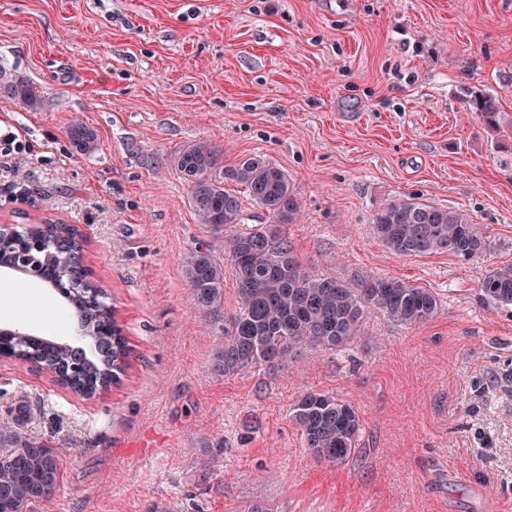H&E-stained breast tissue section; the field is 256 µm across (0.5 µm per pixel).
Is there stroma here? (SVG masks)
<instances>
[{
	"mask_svg": "<svg viewBox=\"0 0 512 512\" xmlns=\"http://www.w3.org/2000/svg\"><path fill=\"white\" fill-rule=\"evenodd\" d=\"M0 66L42 99H0V133L27 146L0 169V225L78 226L129 348L120 384L90 399L0 359V423L26 396L63 461L31 512H512V313L479 301L512 265V138L467 105L493 92L512 122V0H0ZM75 121L93 153L71 146ZM194 141L226 168L263 155L288 172L300 213L284 232L310 274L397 278L437 314L404 329L373 312L346 348L215 375L183 269L212 239L174 166ZM402 199L466 213L489 251L392 252L371 222ZM35 294L41 319L0 323L74 340L72 309ZM307 391L361 415L346 463L304 447L289 409ZM70 143L77 152L90 154L96 150L97 135L93 129L75 121L67 128Z\"/></svg>",
	"mask_w": 512,
	"mask_h": 512,
	"instance_id": "1",
	"label": "stroma"
}]
</instances>
